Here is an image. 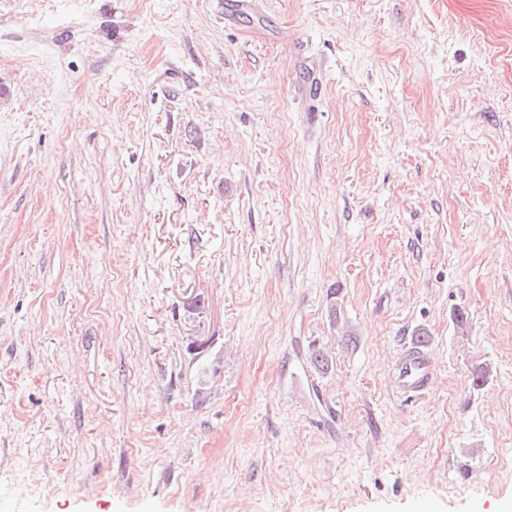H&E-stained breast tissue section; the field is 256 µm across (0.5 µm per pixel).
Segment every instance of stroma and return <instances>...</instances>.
Listing matches in <instances>:
<instances>
[{
    "label": "stroma",
    "mask_w": 512,
    "mask_h": 512,
    "mask_svg": "<svg viewBox=\"0 0 512 512\" xmlns=\"http://www.w3.org/2000/svg\"><path fill=\"white\" fill-rule=\"evenodd\" d=\"M258 2L0 0V512L512 503V0ZM435 364L428 346L412 341L392 367L394 388L407 396L424 394L435 377ZM306 360L310 368L319 375H327L333 367L332 357L323 346L319 347L316 343L308 347Z\"/></svg>",
    "instance_id": "35a3bbf8"
}]
</instances>
